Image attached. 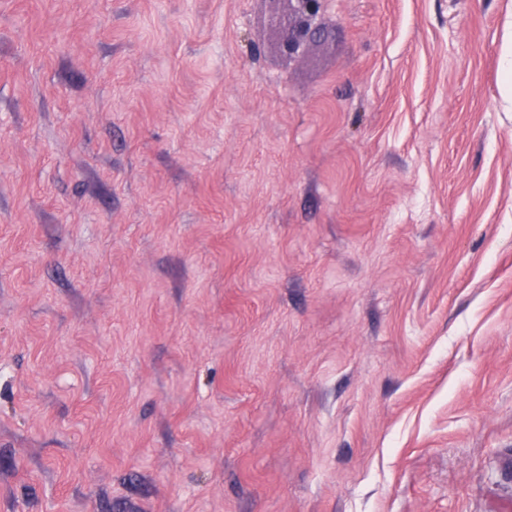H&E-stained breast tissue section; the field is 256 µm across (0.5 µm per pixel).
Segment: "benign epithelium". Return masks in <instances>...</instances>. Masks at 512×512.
Returning a JSON list of instances; mask_svg holds the SVG:
<instances>
[{"label":"benign epithelium","instance_id":"obj_1","mask_svg":"<svg viewBox=\"0 0 512 512\" xmlns=\"http://www.w3.org/2000/svg\"><path fill=\"white\" fill-rule=\"evenodd\" d=\"M268 23L278 53L288 59L298 57L320 39L318 18L326 0H268Z\"/></svg>","mask_w":512,"mask_h":512}]
</instances>
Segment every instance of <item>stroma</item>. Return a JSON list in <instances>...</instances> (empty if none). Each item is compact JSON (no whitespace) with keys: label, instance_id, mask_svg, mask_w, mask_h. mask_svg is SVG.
<instances>
[{"label":"stroma","instance_id":"1","mask_svg":"<svg viewBox=\"0 0 512 512\" xmlns=\"http://www.w3.org/2000/svg\"><path fill=\"white\" fill-rule=\"evenodd\" d=\"M0 0V512H512V0ZM268 23L278 53L285 58L298 57L311 43L321 38L318 18L326 0H267Z\"/></svg>","mask_w":512,"mask_h":512}]
</instances>
